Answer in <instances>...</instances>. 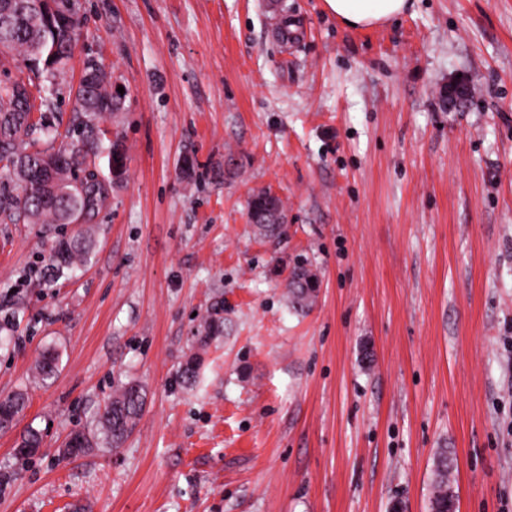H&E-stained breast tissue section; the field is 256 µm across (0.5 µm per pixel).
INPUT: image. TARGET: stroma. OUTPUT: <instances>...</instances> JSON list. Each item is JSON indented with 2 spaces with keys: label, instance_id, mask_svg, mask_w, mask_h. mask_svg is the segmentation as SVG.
Masks as SVG:
<instances>
[{
  "label": "stroma",
  "instance_id": "35a3bbf8",
  "mask_svg": "<svg viewBox=\"0 0 512 512\" xmlns=\"http://www.w3.org/2000/svg\"><path fill=\"white\" fill-rule=\"evenodd\" d=\"M79 5L58 110L98 56L127 166L72 277L50 274L60 226L0 223V395L29 393L0 433V512H430L444 448L457 512H512V0H415L363 29L322 0ZM459 78L472 99L442 109ZM260 190L279 240L249 221ZM49 347L59 371L34 381ZM131 381L123 445L63 457ZM249 216H259L254 226L265 238H279L284 233L282 202L267 191L253 193L249 201ZM318 279L306 264L293 267L286 278V288L292 303L300 308L308 309L317 297Z\"/></svg>",
  "mask_w": 512,
  "mask_h": 512
}]
</instances>
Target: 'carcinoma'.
<instances>
[{
    "instance_id": "cac0c4a2",
    "label": "carcinoma",
    "mask_w": 512,
    "mask_h": 512,
    "mask_svg": "<svg viewBox=\"0 0 512 512\" xmlns=\"http://www.w3.org/2000/svg\"><path fill=\"white\" fill-rule=\"evenodd\" d=\"M69 5L77 12L76 0H0L3 10L12 11L13 22L6 29L0 25V39L11 40L10 56L23 61L31 73L8 83H0V223L73 224L95 213L112 177L101 175L100 161L108 172L126 169V150L120 140L105 141L101 128L105 115L120 109L122 96L112 91V76L91 75L94 64L85 65L74 95L80 106L79 115L67 126L55 121L56 94L59 79L68 71L72 52L62 43V35L52 23V11ZM62 152L64 165L57 169V191L68 197L70 215L57 205L44 202L29 177L36 176L44 157ZM249 215L258 217L254 223L265 238H278L284 233V214L281 200L267 191L251 196ZM94 240L86 230L58 237L50 246V259L56 277L76 270L88 262ZM318 279L305 264L293 267L286 278V288L292 303L309 308L317 297ZM59 363V353L52 349L42 353L36 364L38 378H52ZM28 394L14 391L0 396V410L11 418L20 417L27 407ZM145 405V394L136 383H128L112 395L98 414L103 438H95L83 430L74 434L83 438L85 447L99 443L106 448H118L135 429ZM43 436L29 428L21 435V444L30 447L19 452L30 458L31 449L40 448ZM453 465L448 452H440L435 460V480L430 498L431 512H454L456 505Z\"/></svg>"
}]
</instances>
